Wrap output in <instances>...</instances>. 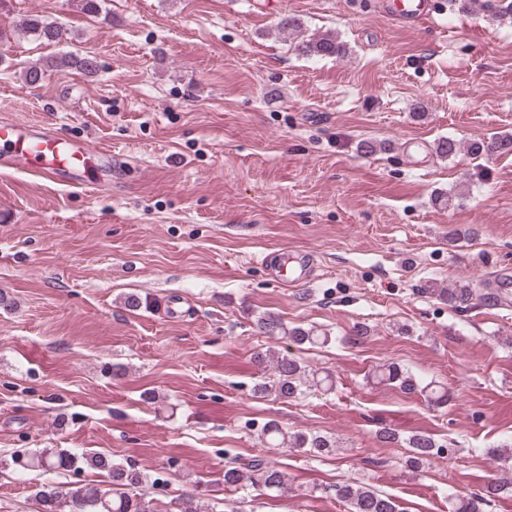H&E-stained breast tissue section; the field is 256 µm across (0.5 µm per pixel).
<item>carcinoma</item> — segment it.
Here are the masks:
<instances>
[{
	"label": "carcinoma",
	"mask_w": 512,
	"mask_h": 512,
	"mask_svg": "<svg viewBox=\"0 0 512 512\" xmlns=\"http://www.w3.org/2000/svg\"><path fill=\"white\" fill-rule=\"evenodd\" d=\"M26 32L37 40L50 44H60L68 38L67 30L54 22H46L39 17L27 20ZM297 50L304 56L317 58L344 57L345 45L331 32L318 33L303 40ZM75 68L86 75L97 72L96 58L71 53L60 57H51L39 66H31L25 72L26 83L38 84L49 69ZM461 151V144L452 137H445L435 144V152L443 158H454ZM511 153L512 134H496L485 141H474L467 146V153L474 159L491 153ZM429 293L441 303L457 313H466L479 306L497 301L500 292H489L473 283L455 282L448 287H434ZM258 330L270 339L288 340L289 345L301 347L305 344L327 345L334 337L323 332L316 333L312 328L289 327L282 319L271 312H265L256 319ZM254 360L267 371L253 386L256 397L274 396L276 399H301L312 397L318 392L334 390L330 375L323 377L308 369L290 353L284 354L273 349L257 351ZM374 377L381 383L394 386L406 394H419L432 405L449 402L446 390L434 381L426 380L412 369L396 362L380 366L374 371ZM261 441L266 448H284L312 457L331 455L338 448L336 440L318 432L288 431L278 422H266L261 431ZM377 441L381 448H392L406 442L409 454L404 461L408 471L416 473L428 467L439 452L434 438L418 432L404 440L399 432L390 427L377 431ZM12 464L22 470L37 471L43 475H52L59 470H81L88 466L105 474L108 487L103 489L94 484L58 483L50 479L39 484L35 498L41 506V512H157L152 500L142 492V485L148 482L147 476L125 467L101 454H77L51 448L35 450L26 457L11 456ZM224 487L239 494L240 499L251 496L254 491L274 492L285 495L292 491L288 471L283 464L267 457L253 456L240 466L228 465L224 468ZM505 484L494 481L480 492L458 501L454 512H485V506L496 497ZM336 500L346 507V512H398L393 499L370 484L350 480L331 487ZM177 512H224L219 503H202L195 495H187L177 504Z\"/></svg>",
	"instance_id": "obj_1"
}]
</instances>
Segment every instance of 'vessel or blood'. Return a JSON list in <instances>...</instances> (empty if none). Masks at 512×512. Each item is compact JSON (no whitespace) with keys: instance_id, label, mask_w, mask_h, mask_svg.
Returning a JSON list of instances; mask_svg holds the SVG:
<instances>
[{"instance_id":"1","label":"vessel or blood","mask_w":512,"mask_h":512,"mask_svg":"<svg viewBox=\"0 0 512 512\" xmlns=\"http://www.w3.org/2000/svg\"><path fill=\"white\" fill-rule=\"evenodd\" d=\"M439 0H378V10L392 24L414 27L431 18ZM108 149L87 140L62 134L52 128L23 120H0V164L24 173L45 177L66 186L104 189L108 181L93 170V163L108 158ZM313 254L281 264L276 277L295 285L311 276Z\"/></svg>"}]
</instances>
